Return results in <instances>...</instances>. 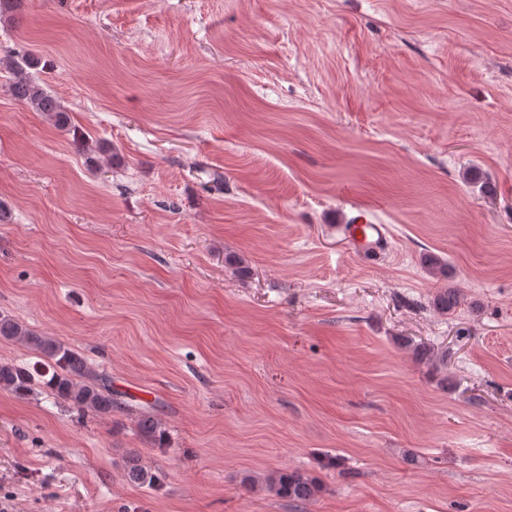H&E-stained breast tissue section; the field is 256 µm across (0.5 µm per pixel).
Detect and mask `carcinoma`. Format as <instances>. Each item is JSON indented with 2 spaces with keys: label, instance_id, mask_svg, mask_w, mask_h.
Wrapping results in <instances>:
<instances>
[{
  "label": "carcinoma",
  "instance_id": "obj_1",
  "mask_svg": "<svg viewBox=\"0 0 512 512\" xmlns=\"http://www.w3.org/2000/svg\"><path fill=\"white\" fill-rule=\"evenodd\" d=\"M38 57H10L3 66L12 75L10 91L12 95L25 103L32 111L41 113L57 126L67 122L66 113L55 98L30 75V70L38 67ZM422 263L437 280L448 279V264L434 254L422 255ZM464 301V295L451 286L437 289L433 308L440 314L454 313ZM0 338L24 343L39 353L53 367V374L47 381L42 375L27 365L0 363V389L18 396L29 394L36 386L43 384L55 395L69 402L81 415L107 417L112 410L123 407L130 411L133 404L124 399V394L112 389V379L93 365L80 351L49 337L41 336L20 324L15 319L0 314ZM417 359L431 365L448 362V352L433 347L417 345L414 347ZM140 433L149 439L163 441L165 430L160 422L151 415L142 414L137 421ZM125 471L129 481L149 488L160 484V477L151 469L142 465L135 454L125 460ZM261 482L268 491L286 498L295 504L311 503L319 496L321 484L301 470L273 471L261 478L248 476L245 482L254 485Z\"/></svg>",
  "mask_w": 512,
  "mask_h": 512
}]
</instances>
